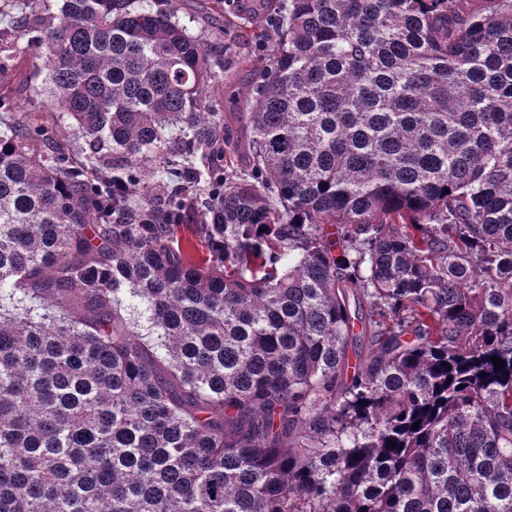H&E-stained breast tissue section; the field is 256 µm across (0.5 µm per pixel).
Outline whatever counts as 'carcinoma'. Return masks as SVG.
Segmentation results:
<instances>
[{"label": "carcinoma", "mask_w": 512, "mask_h": 512, "mask_svg": "<svg viewBox=\"0 0 512 512\" xmlns=\"http://www.w3.org/2000/svg\"><path fill=\"white\" fill-rule=\"evenodd\" d=\"M7 2L0 512H512V0ZM206 0H180V9L178 18L180 22L188 27L195 35L210 37L213 33L218 32L225 27L226 19L236 22H251L256 20V11L253 5L256 0H235L233 3L239 5L238 12L235 15L224 14H204L203 6ZM224 43L226 44V49L231 50V56L233 58V68L230 70V79H225L224 76V84L223 87L220 86L217 91V95L219 96V101L224 103V115L226 116V120L229 125L235 129L239 126L238 116L239 113L233 112H245L243 109L238 110L236 104L231 100L233 94L236 93V88L243 84L247 78L250 76V73H253V70L261 64V61L265 57V53L262 51L255 50L254 48H244L243 46L232 45L233 43L230 41L229 36H224ZM230 44V45H229ZM38 61L30 58L23 53H17L10 62L12 76L19 79L25 78L28 82L27 92L19 98L17 112H28L37 116L47 123L68 124L70 120L66 116H59L58 112H47L46 93L42 76L33 78L35 66Z\"/></svg>", "instance_id": "obj_1"}]
</instances>
